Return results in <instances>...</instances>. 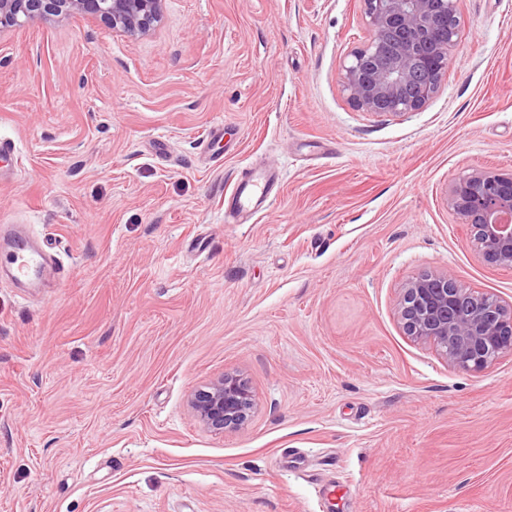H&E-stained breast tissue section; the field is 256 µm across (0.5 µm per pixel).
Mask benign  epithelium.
<instances>
[{"instance_id":"obj_1","label":"benign epithelium","mask_w":512,"mask_h":512,"mask_svg":"<svg viewBox=\"0 0 512 512\" xmlns=\"http://www.w3.org/2000/svg\"><path fill=\"white\" fill-rule=\"evenodd\" d=\"M165 0H0V30L35 19L84 15L130 37L160 22ZM369 38L341 65L348 100L370 113L400 114L425 107L438 93L458 41V0H362ZM448 209L470 226L478 258L512 268V174L473 171L449 188ZM397 313L404 333L428 341L448 364L480 371L512 353V302L462 288L447 271L423 273L402 289ZM196 418L214 431L238 429L252 400L246 383L224 375L197 391Z\"/></svg>"}]
</instances>
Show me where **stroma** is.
<instances>
[{
  "label": "stroma",
  "instance_id": "35a3bbf8",
  "mask_svg": "<svg viewBox=\"0 0 512 512\" xmlns=\"http://www.w3.org/2000/svg\"><path fill=\"white\" fill-rule=\"evenodd\" d=\"M459 11L401 115L341 90L361 0L0 31V252L19 230L61 268L0 277V512H512V353L458 370L396 312L442 270L512 300L446 202L512 173V0ZM245 168L277 183L254 215L226 204ZM227 373L253 407L215 433L188 400Z\"/></svg>",
  "mask_w": 512,
  "mask_h": 512
}]
</instances>
